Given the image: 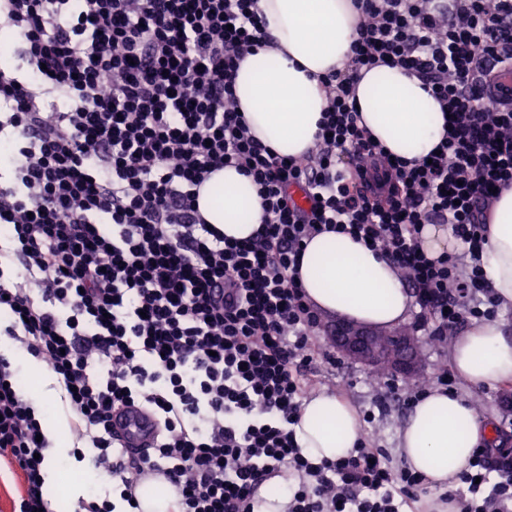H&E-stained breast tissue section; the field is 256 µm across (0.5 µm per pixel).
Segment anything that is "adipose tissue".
Returning <instances> with one entry per match:
<instances>
[{"label":"adipose tissue","instance_id":"ef3b65f1","mask_svg":"<svg viewBox=\"0 0 512 512\" xmlns=\"http://www.w3.org/2000/svg\"><path fill=\"white\" fill-rule=\"evenodd\" d=\"M274 47L247 54L234 91L253 136L281 156L300 157L315 144L326 105L321 78L350 51L358 15L350 0H258ZM361 121L393 156L419 161L440 143L447 115L422 82L398 67L364 71L355 88ZM198 208L225 237L246 240L263 210L252 177L236 168L214 172L202 185ZM484 275L502 306H512V186L501 190L488 220ZM299 281L311 305L327 316L390 328L405 322L413 299L396 268L345 233L307 241ZM448 361L466 383L495 388L512 382V332L474 321L454 336ZM362 422L345 398L321 391L305 399L295 427L305 456L318 462L348 456ZM494 427L457 391L437 386L415 403L398 435L397 453L431 488L458 484L476 449L492 445Z\"/></svg>","mask_w":512,"mask_h":512}]
</instances>
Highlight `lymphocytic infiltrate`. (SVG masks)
Instances as JSON below:
<instances>
[{
    "mask_svg": "<svg viewBox=\"0 0 512 512\" xmlns=\"http://www.w3.org/2000/svg\"><path fill=\"white\" fill-rule=\"evenodd\" d=\"M257 3L0 0L28 66L0 69L12 173L0 182V306L13 315L0 334L48 365L75 459L94 449L120 500L153 469L178 487L176 512H255L259 488L284 471L288 512H403L424 479L393 472L370 437L319 463L297 443L321 323L297 270L307 239L334 230L399 270L429 338L497 316L481 257L495 192L512 185V108L482 85L512 68V0H352L356 36L322 79L316 148L301 159L252 137L234 103L245 53L272 42ZM382 64L447 108L431 161L393 157L361 126L355 86ZM51 90L63 100L47 110L38 99ZM227 166L258 186L263 221L246 240L196 205ZM427 224L448 225L461 253L429 258ZM16 376L1 357L13 512H53L41 495L46 427ZM127 404L158 422L155 447L129 465L112 435ZM460 481L442 495L460 512H512V448L478 449Z\"/></svg>",
    "mask_w": 512,
    "mask_h": 512,
    "instance_id": "obj_1",
    "label": "lymphocytic infiltrate"
}]
</instances>
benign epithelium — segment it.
Wrapping results in <instances>:
<instances>
[{
    "label": "benign epithelium",
    "instance_id": "7a95c632",
    "mask_svg": "<svg viewBox=\"0 0 512 512\" xmlns=\"http://www.w3.org/2000/svg\"><path fill=\"white\" fill-rule=\"evenodd\" d=\"M329 339L343 357L353 361L373 366L384 360L404 372L417 368L414 355L416 340L404 329L397 331L395 346L388 349L383 344V332L341 319L334 324Z\"/></svg>",
    "mask_w": 512,
    "mask_h": 512
}]
</instances>
